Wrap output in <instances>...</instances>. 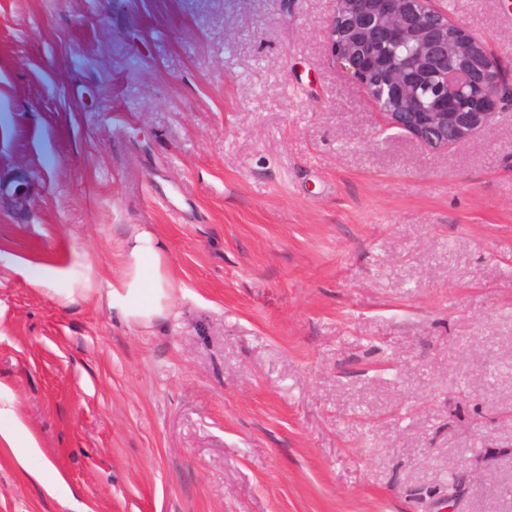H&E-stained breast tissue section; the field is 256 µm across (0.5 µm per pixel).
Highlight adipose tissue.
I'll list each match as a JSON object with an SVG mask.
<instances>
[{"mask_svg":"<svg viewBox=\"0 0 512 512\" xmlns=\"http://www.w3.org/2000/svg\"><path fill=\"white\" fill-rule=\"evenodd\" d=\"M123 261L125 273L113 284L108 306L128 320L150 323L171 299L169 276L152 234H135L127 243Z\"/></svg>","mask_w":512,"mask_h":512,"instance_id":"adipose-tissue-1","label":"adipose tissue"}]
</instances>
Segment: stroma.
I'll return each instance as SVG.
<instances>
[{
	"label": "stroma",
	"mask_w": 512,
	"mask_h": 512,
	"mask_svg": "<svg viewBox=\"0 0 512 512\" xmlns=\"http://www.w3.org/2000/svg\"><path fill=\"white\" fill-rule=\"evenodd\" d=\"M447 4L512 71V0ZM334 8L0 0V397L40 450L0 512H512V105L383 128ZM137 230L148 324L107 306ZM123 261L125 273L112 284L108 307L130 321L148 324L171 300L163 256L149 231L143 230L128 241Z\"/></svg>",
	"instance_id": "35a3bbf8"
}]
</instances>
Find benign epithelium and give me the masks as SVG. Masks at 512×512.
<instances>
[{"label": "benign epithelium", "mask_w": 512, "mask_h": 512, "mask_svg": "<svg viewBox=\"0 0 512 512\" xmlns=\"http://www.w3.org/2000/svg\"><path fill=\"white\" fill-rule=\"evenodd\" d=\"M444 0H336L327 23V43L333 63L362 89L367 101L388 128L402 130L422 145L441 149L469 141L491 129L504 101L512 100V82L502 79L487 42L454 19ZM458 40L448 42V29ZM406 43L418 52L404 57L373 95L371 72L364 48ZM428 80L439 90L433 106L419 105L416 80ZM475 87L468 112L454 109L455 97ZM401 102L396 112L386 101Z\"/></svg>", "instance_id": "1"}]
</instances>
